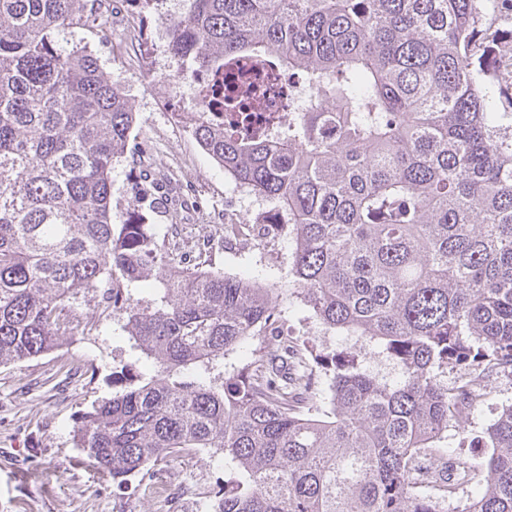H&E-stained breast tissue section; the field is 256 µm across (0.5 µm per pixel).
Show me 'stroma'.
Returning <instances> with one entry per match:
<instances>
[{
	"instance_id": "obj_1",
	"label": "stroma",
	"mask_w": 512,
	"mask_h": 512,
	"mask_svg": "<svg viewBox=\"0 0 512 512\" xmlns=\"http://www.w3.org/2000/svg\"><path fill=\"white\" fill-rule=\"evenodd\" d=\"M182 0H103L85 11L78 29L83 46L111 74L137 114L128 151L112 172V220L141 214L151 224H177L193 243L207 230L204 269L246 275L261 282L288 278L287 238L254 245L225 241L224 226L246 219L265 223L250 196L199 146L184 104L174 94L177 64L166 51L165 22L180 15ZM77 313L91 331L66 336L60 347L31 360L0 366V512H200L224 474L222 458L193 449L159 462L152 487L119 490L83 458L71 430L80 413L147 372L101 293L83 294ZM281 329L295 345L330 353L344 337L328 333L306 309L285 314ZM484 404L466 412L454 454L482 461L487 449L471 447L502 405L512 402V377L488 380ZM179 493L176 510L165 498Z\"/></svg>"
}]
</instances>
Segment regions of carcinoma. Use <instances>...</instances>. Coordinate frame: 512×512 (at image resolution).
I'll list each match as a JSON object with an SVG mask.
<instances>
[{"label":"carcinoma","mask_w":512,"mask_h":512,"mask_svg":"<svg viewBox=\"0 0 512 512\" xmlns=\"http://www.w3.org/2000/svg\"><path fill=\"white\" fill-rule=\"evenodd\" d=\"M84 2L0 0V366L84 334L77 302L99 288L150 365L73 429L112 485L205 448L229 472L205 512H447L479 468L448 455V430L512 371V112L493 111L512 31L492 30L496 0H185L170 20L184 79L274 56L313 88L299 113H193L203 150L278 214L248 236L291 240L284 285L189 265L175 224L112 223L136 113L72 45ZM295 301L356 344L311 359L286 344ZM252 336L270 342L224 366ZM320 372L327 418L304 414ZM480 443L489 479L463 512H512V403Z\"/></svg>","instance_id":"1"}]
</instances>
